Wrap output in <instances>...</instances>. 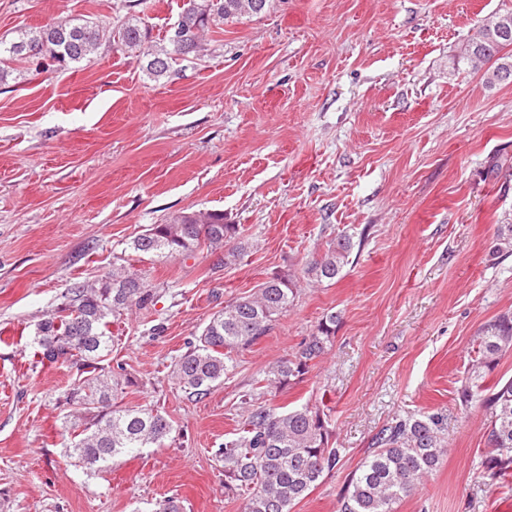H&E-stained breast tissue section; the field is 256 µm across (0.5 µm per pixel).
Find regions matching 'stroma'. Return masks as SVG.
Here are the masks:
<instances>
[{"mask_svg": "<svg viewBox=\"0 0 512 512\" xmlns=\"http://www.w3.org/2000/svg\"><path fill=\"white\" fill-rule=\"evenodd\" d=\"M512 0H276L223 25L169 76L102 49L76 68L11 62L0 82V512H241L216 455L240 396L294 353L328 311L333 346L300 382L262 403L309 405L328 419L335 470L293 512H337L372 437L398 416L440 414L448 452L397 512H512V486L480 471L487 421L458 391L481 329L512 312V84L458 63L460 46ZM131 0H0V40L52 21L105 28L139 15ZM223 211L254 246L139 258L130 241L184 211ZM348 265L303 281L294 306L240 351L203 398L170 377L225 301L268 278L300 277L339 234ZM125 265L160 289L155 306L110 323L104 371L128 407L172 431L158 448L90 472L68 450L82 421L63 404L80 377L34 358L37 324L67 288Z\"/></svg>", "mask_w": 512, "mask_h": 512, "instance_id": "35a3bbf8", "label": "stroma"}]
</instances>
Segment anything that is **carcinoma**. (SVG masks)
Masks as SVG:
<instances>
[{
  "mask_svg": "<svg viewBox=\"0 0 512 512\" xmlns=\"http://www.w3.org/2000/svg\"><path fill=\"white\" fill-rule=\"evenodd\" d=\"M272 0H183L179 14L182 41L166 32L155 42L141 18H129L113 30L81 18L65 19L36 30H24L18 40L0 41V82L8 64L17 59L48 60L68 68L89 58L99 47L147 58L150 78L165 77L171 63L201 48L213 26L267 11ZM512 12L496 13L476 31L459 57L471 67L486 66L489 84L512 83ZM245 229L224 223V211L181 212L164 224H151L130 249L150 257H195L201 245L228 266L249 248ZM350 237L339 235L303 268V276L332 281L349 263ZM297 282L273 276L250 295L224 302L200 336L173 362L172 379L195 398L206 396L237 367L235 354L267 335L293 307ZM160 293L126 266L95 283H76L66 302L40 324L33 337L39 362H69L84 374L65 397L80 408L84 420L79 439L69 448L74 463L86 469L105 466L114 457L160 443L171 431L168 418L153 408H133L118 402L119 379L98 367L112 351L109 317L158 302ZM339 315L322 316L316 331L300 343L292 357L263 372L256 387L241 395L247 406L233 437L218 449L224 460V489L242 500L241 512H292L338 465L341 449L329 446L327 415L307 405L280 411L260 404V390L273 391L302 380L332 347ZM512 351V314L486 324L477 338L459 398L478 406L489 418L482 472L490 480L512 477V379L484 385L501 357ZM447 453L437 417L399 416L376 436L373 448L342 488L339 512H396V505L433 473Z\"/></svg>",
  "mask_w": 512,
  "mask_h": 512,
  "instance_id": "obj_1",
  "label": "carcinoma"
}]
</instances>
